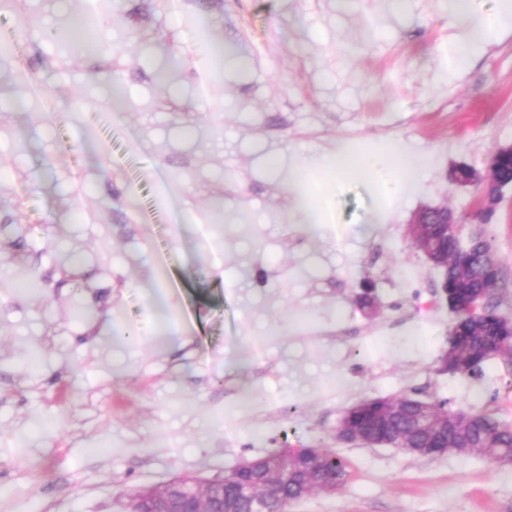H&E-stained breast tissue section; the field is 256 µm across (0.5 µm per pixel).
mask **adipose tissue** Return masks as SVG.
Segmentation results:
<instances>
[{"label": "adipose tissue", "mask_w": 512, "mask_h": 512, "mask_svg": "<svg viewBox=\"0 0 512 512\" xmlns=\"http://www.w3.org/2000/svg\"><path fill=\"white\" fill-rule=\"evenodd\" d=\"M453 10L468 35L467 45L448 51L449 65L456 70L468 67L472 57L471 46L495 41L505 29L512 28V0H505L501 10L495 13L480 9L477 0H453ZM403 156L404 149L398 145L389 148L386 156L380 159L358 158L340 150L324 158L322 164L333 169L340 177L367 176L382 193L390 195L397 191L402 181L414 175Z\"/></svg>", "instance_id": "obj_1"}]
</instances>
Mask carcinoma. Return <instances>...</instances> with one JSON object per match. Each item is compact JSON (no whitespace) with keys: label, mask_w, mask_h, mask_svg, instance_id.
<instances>
[{"label":"carcinoma","mask_w":512,"mask_h":512,"mask_svg":"<svg viewBox=\"0 0 512 512\" xmlns=\"http://www.w3.org/2000/svg\"><path fill=\"white\" fill-rule=\"evenodd\" d=\"M439 244L448 251V284L457 289L463 311L455 318L454 339L447 341L448 371L461 376H475L490 357L512 359V336L503 331L495 315L496 307L485 304L486 312L473 313L469 305L489 284L485 267L491 244L481 233L460 245L458 237L439 233ZM352 423L374 435L389 438L397 448H417L434 441L456 453L479 457L506 458L512 455V424L490 413L451 410L445 404L438 411H424L412 402L393 405L373 400L352 411ZM275 466L288 471V481L278 482L277 493L283 498L295 495L305 477L316 480L346 481L347 470L331 448H285L266 455ZM259 476L237 469L215 483L213 493L224 497V504L234 505L233 512H257Z\"/></svg>","instance_id":"obj_1"}]
</instances>
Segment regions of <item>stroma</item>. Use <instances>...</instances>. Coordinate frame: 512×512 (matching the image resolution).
I'll return each instance as SVG.
<instances>
[{
	"instance_id": "35a3bbf8",
	"label": "stroma",
	"mask_w": 512,
	"mask_h": 512,
	"mask_svg": "<svg viewBox=\"0 0 512 512\" xmlns=\"http://www.w3.org/2000/svg\"><path fill=\"white\" fill-rule=\"evenodd\" d=\"M90 12L97 50L54 38ZM202 28L230 48L217 79ZM1 40L0 512H124L287 444L348 471L290 512H512V463L336 438L376 397L512 424V363L438 372L454 317L406 237L422 206L471 207L451 167L512 145V32L460 73L448 0H0ZM395 143L417 173L394 194L360 176L299 201L303 163ZM487 236L512 318L511 191Z\"/></svg>"
}]
</instances>
